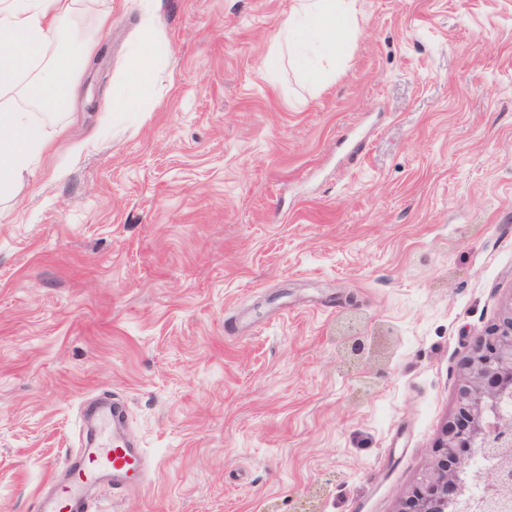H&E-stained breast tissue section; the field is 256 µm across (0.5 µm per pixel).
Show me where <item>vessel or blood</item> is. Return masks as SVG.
Wrapping results in <instances>:
<instances>
[{
    "label": "vessel or blood",
    "mask_w": 512,
    "mask_h": 512,
    "mask_svg": "<svg viewBox=\"0 0 512 512\" xmlns=\"http://www.w3.org/2000/svg\"><path fill=\"white\" fill-rule=\"evenodd\" d=\"M122 406L119 400L96 406L93 441L70 455V479L52 482V493L39 497L37 512H95L94 500L87 497L89 488L103 481L111 482L112 495L117 498L147 473L148 459L143 448L117 433Z\"/></svg>",
    "instance_id": "vessel-or-blood-1"
}]
</instances>
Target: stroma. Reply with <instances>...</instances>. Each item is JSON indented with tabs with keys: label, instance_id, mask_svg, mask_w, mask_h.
<instances>
[{
	"label": "stroma",
	"instance_id": "1",
	"mask_svg": "<svg viewBox=\"0 0 512 512\" xmlns=\"http://www.w3.org/2000/svg\"><path fill=\"white\" fill-rule=\"evenodd\" d=\"M294 7L63 24L96 50L0 200V512H33L102 391L150 469L97 512H397L428 469L512 304V0H358L314 83L278 38ZM150 10L151 92L110 111Z\"/></svg>",
	"mask_w": 512,
	"mask_h": 512
}]
</instances>
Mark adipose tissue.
<instances>
[{"label":"adipose tissue","instance_id":"adipose-tissue-1","mask_svg":"<svg viewBox=\"0 0 512 512\" xmlns=\"http://www.w3.org/2000/svg\"><path fill=\"white\" fill-rule=\"evenodd\" d=\"M356 0H298V7L279 29L291 64L305 77L314 72L295 44L299 35L320 41L331 56L343 53L354 21ZM82 0H0V194L21 184L34 159L49 148L64 128L56 108L77 97L76 66L57 54L64 22L77 17ZM158 47L146 39L142 57L127 75V91L112 109L127 112L150 87L143 62Z\"/></svg>","mask_w":512,"mask_h":512}]
</instances>
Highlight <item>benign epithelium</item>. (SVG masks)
Returning <instances> with one entry per match:
<instances>
[{"label": "benign epithelium", "mask_w": 512, "mask_h": 512, "mask_svg": "<svg viewBox=\"0 0 512 512\" xmlns=\"http://www.w3.org/2000/svg\"><path fill=\"white\" fill-rule=\"evenodd\" d=\"M512 305L478 336L462 363L455 411L443 424L430 467L402 499L398 512H452L474 478L484 485L483 502L500 487L512 488ZM480 453L506 457L509 469L494 465L487 475L472 474Z\"/></svg>", "instance_id": "1"}]
</instances>
